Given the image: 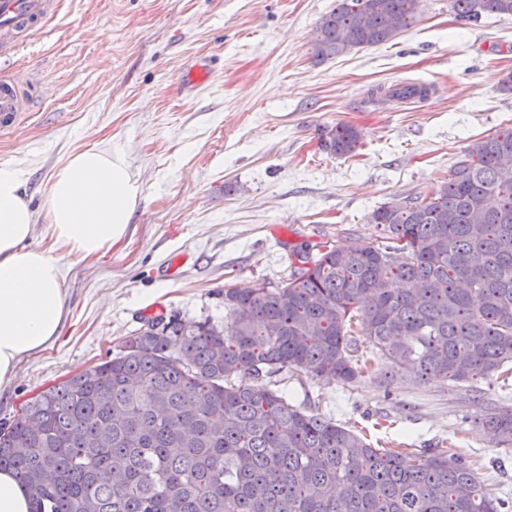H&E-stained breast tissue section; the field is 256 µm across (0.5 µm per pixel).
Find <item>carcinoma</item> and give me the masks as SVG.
Instances as JSON below:
<instances>
[{
  "label": "carcinoma",
  "instance_id": "obj_1",
  "mask_svg": "<svg viewBox=\"0 0 512 512\" xmlns=\"http://www.w3.org/2000/svg\"><path fill=\"white\" fill-rule=\"evenodd\" d=\"M478 23L512 0H451ZM419 0H336L312 49L328 59L383 44ZM352 41L353 46L346 45ZM399 99L427 96L403 85ZM361 131L326 130L350 156ZM512 128L472 143L429 197L374 210L381 229L355 246L331 240L273 286L224 289V328L176 315L142 320L111 358L54 386L0 428V470L26 486L31 512H512L456 453L374 448L333 417L272 388L281 371L391 387L431 377L468 388L512 369ZM369 339L393 371L360 354ZM478 425L512 447V404Z\"/></svg>",
  "mask_w": 512,
  "mask_h": 512
}]
</instances>
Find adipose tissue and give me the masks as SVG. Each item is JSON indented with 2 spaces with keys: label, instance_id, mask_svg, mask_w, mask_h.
Instances as JSON below:
<instances>
[{
  "label": "adipose tissue",
  "instance_id": "1",
  "mask_svg": "<svg viewBox=\"0 0 512 512\" xmlns=\"http://www.w3.org/2000/svg\"><path fill=\"white\" fill-rule=\"evenodd\" d=\"M27 172L0 163V384L19 362L56 341L66 322L62 256L88 258L120 242L142 184L119 144L70 154L48 179L44 200L57 253L34 241Z\"/></svg>",
  "mask_w": 512,
  "mask_h": 512
}]
</instances>
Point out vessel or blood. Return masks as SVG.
<instances>
[{"mask_svg": "<svg viewBox=\"0 0 512 512\" xmlns=\"http://www.w3.org/2000/svg\"><path fill=\"white\" fill-rule=\"evenodd\" d=\"M60 7L61 0H0V60L16 55L19 37L38 38ZM24 110L18 84L0 82V126L12 125Z\"/></svg>", "mask_w": 512, "mask_h": 512, "instance_id": "b4317fda", "label": "vessel or blood"}]
</instances>
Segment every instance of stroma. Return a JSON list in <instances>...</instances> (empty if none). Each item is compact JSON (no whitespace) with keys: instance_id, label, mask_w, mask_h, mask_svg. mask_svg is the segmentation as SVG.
Masks as SVG:
<instances>
[{"instance_id":"obj_1","label":"stroma","mask_w":512,"mask_h":512,"mask_svg":"<svg viewBox=\"0 0 512 512\" xmlns=\"http://www.w3.org/2000/svg\"><path fill=\"white\" fill-rule=\"evenodd\" d=\"M336 0H64L47 33L0 65L29 83V106L0 127V162L27 171L35 237L49 247V175L72 152L120 144L143 186L124 239L63 261L69 319L0 389V423L50 387L116 353L143 317L227 323L224 287L279 284L297 250L374 235L384 203L426 197L467 147L512 127V15L461 20L420 0L394 40L323 61L311 47ZM211 76L196 83L192 70ZM433 87L424 100L386 89ZM343 122L352 155L320 146ZM278 389L366 433L376 448L452 451L491 493L512 496V448L474 422L447 382L356 386L289 372Z\"/></svg>"}]
</instances>
